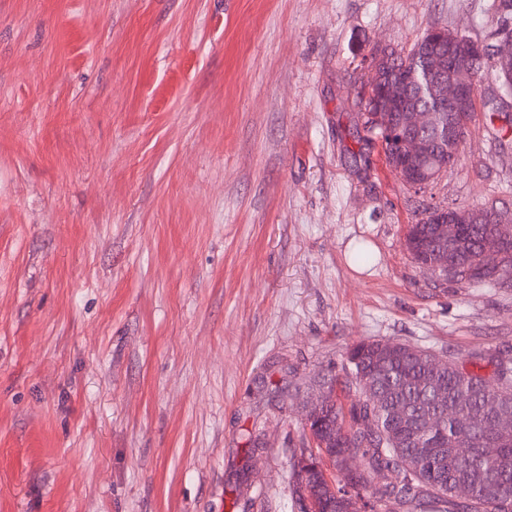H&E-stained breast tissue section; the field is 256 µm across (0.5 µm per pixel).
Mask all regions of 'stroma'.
Returning a JSON list of instances; mask_svg holds the SVG:
<instances>
[{
    "label": "stroma",
    "instance_id": "obj_1",
    "mask_svg": "<svg viewBox=\"0 0 512 512\" xmlns=\"http://www.w3.org/2000/svg\"><path fill=\"white\" fill-rule=\"evenodd\" d=\"M499 0H0V512H294L290 457L361 340L512 349V288L420 268L433 204L512 213L486 76L415 191L353 138L379 48L485 45ZM289 369L283 407L261 379ZM247 441L250 448H245V462L241 466H237L235 463H231L229 466L230 478L227 481L225 493L228 491L230 494L235 495V502L244 498L252 485L247 460L250 459L251 455L255 452L263 449L259 448L262 444L260 441V435L248 432Z\"/></svg>",
    "mask_w": 512,
    "mask_h": 512
}]
</instances>
